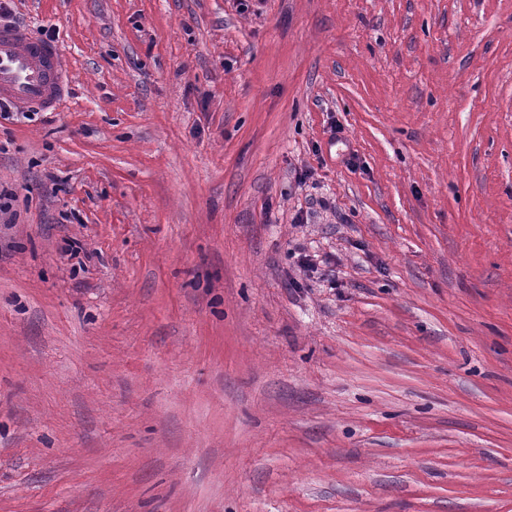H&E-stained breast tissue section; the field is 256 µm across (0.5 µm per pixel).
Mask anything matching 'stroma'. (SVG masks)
<instances>
[{
  "label": "stroma",
  "instance_id": "obj_1",
  "mask_svg": "<svg viewBox=\"0 0 512 512\" xmlns=\"http://www.w3.org/2000/svg\"><path fill=\"white\" fill-rule=\"evenodd\" d=\"M0 512H512V0H8ZM67 82L52 41L21 28H0V99L18 108L57 109Z\"/></svg>",
  "mask_w": 512,
  "mask_h": 512
}]
</instances>
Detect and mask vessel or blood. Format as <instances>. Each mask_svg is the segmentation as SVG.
<instances>
[{"instance_id": "obj_1", "label": "vessel or blood", "mask_w": 512, "mask_h": 512, "mask_svg": "<svg viewBox=\"0 0 512 512\" xmlns=\"http://www.w3.org/2000/svg\"><path fill=\"white\" fill-rule=\"evenodd\" d=\"M67 82L53 42L0 28V99L20 108L57 109Z\"/></svg>"}]
</instances>
